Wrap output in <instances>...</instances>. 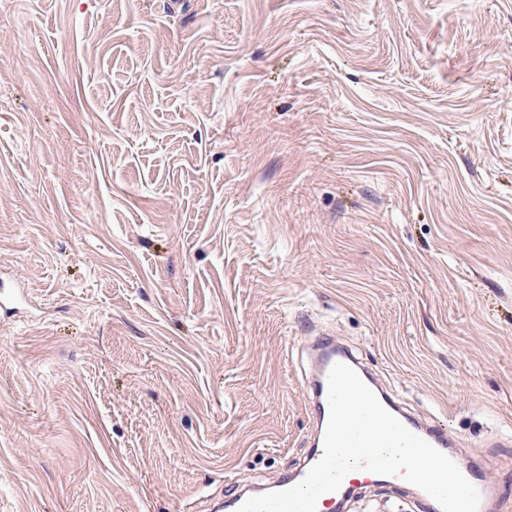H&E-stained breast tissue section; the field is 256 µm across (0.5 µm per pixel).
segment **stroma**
Masks as SVG:
<instances>
[{
	"mask_svg": "<svg viewBox=\"0 0 512 512\" xmlns=\"http://www.w3.org/2000/svg\"><path fill=\"white\" fill-rule=\"evenodd\" d=\"M11 267L0 512L281 482L316 325L512 512V0H0Z\"/></svg>",
	"mask_w": 512,
	"mask_h": 512,
	"instance_id": "35a3bbf8",
	"label": "stroma"
}]
</instances>
